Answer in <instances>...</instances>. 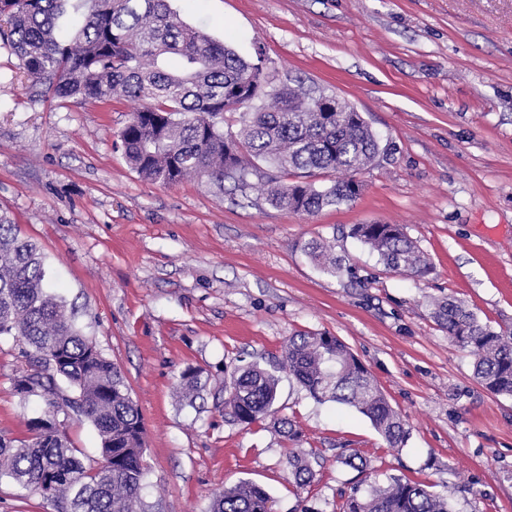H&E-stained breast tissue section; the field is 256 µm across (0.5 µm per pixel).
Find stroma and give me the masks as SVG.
I'll use <instances>...</instances> for the list:
<instances>
[{"instance_id": "obj_1", "label": "stroma", "mask_w": 512, "mask_h": 512, "mask_svg": "<svg viewBox=\"0 0 512 512\" xmlns=\"http://www.w3.org/2000/svg\"><path fill=\"white\" fill-rule=\"evenodd\" d=\"M241 57L264 59L268 86L300 84L354 106L381 152L348 205L299 214L232 180L142 179L120 133L137 103L34 96L0 48V214L46 256L53 292L118 364L143 414L148 512H209L216 493L263 486L273 512H335L364 474L337 462L362 452L380 481L418 479L455 512H512V397L486 390L473 359L431 317L461 299L512 330V0H170ZM404 225L433 268L386 271L350 234ZM323 239L349 273L331 276L304 245ZM343 340L409 426L389 448L354 408L309 395L280 370L288 337ZM23 344L0 336V433L23 437L42 397H22ZM279 378L274 414L242 425L224 407L239 367ZM200 390L181 397L182 373ZM290 418L297 440L279 433ZM315 459L297 490L288 457Z\"/></svg>"}]
</instances>
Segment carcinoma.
<instances>
[{
	"label": "carcinoma",
	"mask_w": 512,
	"mask_h": 512,
	"mask_svg": "<svg viewBox=\"0 0 512 512\" xmlns=\"http://www.w3.org/2000/svg\"><path fill=\"white\" fill-rule=\"evenodd\" d=\"M69 0H0V44L18 58L35 95L60 100L145 101L120 134L125 157L143 178L164 184L206 176L242 190L264 162L296 181L270 177L259 186L275 208L313 215L355 201L354 175L371 166L378 140L359 112L317 111L318 98L300 85L265 89L262 61L237 55L206 31L187 25L169 0H81V19L67 36L56 22ZM243 113L238 139L224 136V113L258 97ZM331 177L318 187L308 178ZM351 235L384 267L424 277L431 264L400 224H356ZM306 253L326 274L343 259L323 241ZM44 258L18 225L0 215V336L29 347L30 370L17 380L23 396L40 395L46 409L28 422L30 436L0 434V479L40 493L58 512H145L140 496L148 471L142 414L120 368L75 322L66 301L51 292ZM432 317L448 340L474 357L476 379L491 393L512 397V332L479 321L460 299L432 302ZM280 368L315 399L348 405L366 416L387 447L404 445L409 428L368 369L337 336L298 333L284 344ZM66 381L71 393L60 388ZM277 377L258 365L234 374L224 405L235 420L252 424L272 411ZM91 422L101 460L76 455L59 415ZM288 466L297 488L315 478L308 454L292 449ZM210 512H272L261 486L242 482L216 495ZM336 512H454L447 499L416 480L375 481L366 492L340 495Z\"/></svg>",
	"instance_id": "cac0c4a2"
}]
</instances>
